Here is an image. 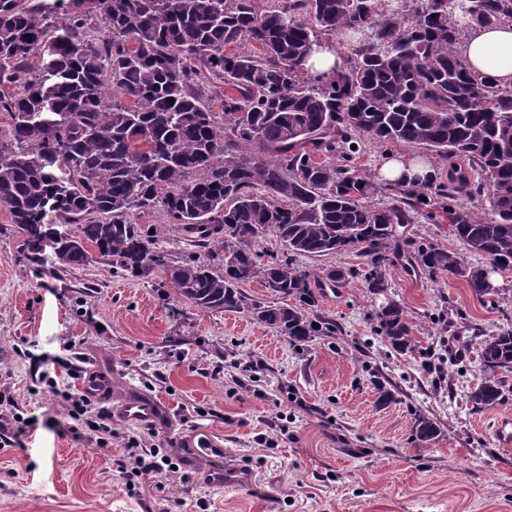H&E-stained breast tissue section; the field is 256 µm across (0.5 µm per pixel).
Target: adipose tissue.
Listing matches in <instances>:
<instances>
[{
	"label": "adipose tissue",
	"instance_id": "adipose-tissue-1",
	"mask_svg": "<svg viewBox=\"0 0 512 512\" xmlns=\"http://www.w3.org/2000/svg\"><path fill=\"white\" fill-rule=\"evenodd\" d=\"M462 53L472 74L487 76L500 85L512 86V24L474 30Z\"/></svg>",
	"mask_w": 512,
	"mask_h": 512
}]
</instances>
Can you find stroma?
<instances>
[{
	"label": "stroma",
	"mask_w": 512,
	"mask_h": 512,
	"mask_svg": "<svg viewBox=\"0 0 512 512\" xmlns=\"http://www.w3.org/2000/svg\"><path fill=\"white\" fill-rule=\"evenodd\" d=\"M391 155L430 163L435 153L363 139L353 164L377 174ZM156 231L170 264L211 262L158 209L132 211ZM399 239L460 250L441 208L412 209ZM387 290L363 277L319 299L333 336L295 345L248 310H202L176 299L164 267L146 278L117 273L104 259L62 267L52 249L27 258L0 207V392L30 419L21 445L0 446V512H512V447L490 432L512 416L506 400L475 411L481 378L477 332L512 327V270L491 275L477 296L456 276L437 280L402 260L383 268ZM398 302L419 341L400 354L374 331L372 313ZM106 365L117 392L137 388L164 402L171 427L113 421L100 446L74 427L69 404L84 375ZM394 402L379 405L377 384ZM438 435L421 442L415 415ZM175 463L137 479L117 470L126 436ZM237 471L247 489L224 484Z\"/></svg>",
	"instance_id": "35a3bbf8"
}]
</instances>
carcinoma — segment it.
I'll return each mask as SVG.
<instances>
[{
	"instance_id": "cac0c4a2",
	"label": "carcinoma",
	"mask_w": 512,
	"mask_h": 512,
	"mask_svg": "<svg viewBox=\"0 0 512 512\" xmlns=\"http://www.w3.org/2000/svg\"><path fill=\"white\" fill-rule=\"evenodd\" d=\"M60 33L36 0H0V94L8 137L0 138V206L32 261L51 246L67 267L109 258L131 277L164 264L155 236L130 220L159 209L198 246L224 252L214 268L196 259L168 266L177 298L199 309H246L289 341L336 333L313 315L317 293L358 275L310 273L302 257L357 250L370 258V293L387 289L381 263L410 255L434 278L465 279L477 293L486 270L431 243L401 247L395 225L409 209L484 197L489 212L448 208L452 234L500 271L512 270V88L478 78L461 45L478 27L512 23V0H66ZM106 30L92 34L94 25ZM349 44L344 71L311 78L304 65L322 37ZM249 44L259 51H244ZM54 81L33 74L41 48ZM221 87L202 88L198 71ZM220 99L224 120L205 105ZM66 119L31 118L44 101ZM367 136L450 159L446 180L378 186L350 162ZM342 163H336V158ZM403 195L367 204L381 190ZM55 212L71 232L46 223ZM282 250L254 251L262 238ZM258 280L277 296L254 300L240 285ZM375 332L398 353L418 344L403 307L373 313ZM483 376L473 409L505 397L512 329L478 335ZM415 436L437 425L417 416Z\"/></svg>"
}]
</instances>
